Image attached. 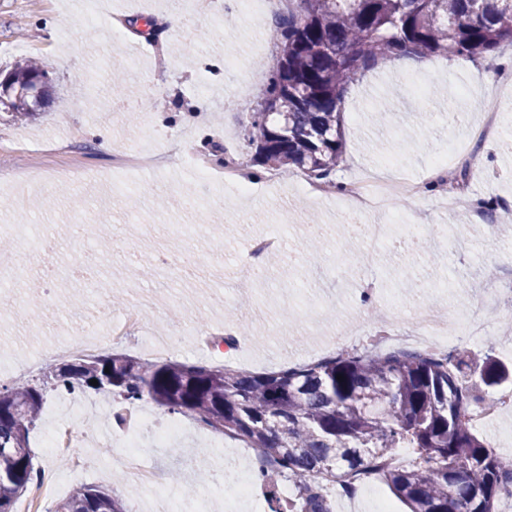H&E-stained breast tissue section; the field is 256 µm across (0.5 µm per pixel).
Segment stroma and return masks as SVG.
I'll list each match as a JSON object with an SVG mask.
<instances>
[{"label": "stroma", "instance_id": "obj_1", "mask_svg": "<svg viewBox=\"0 0 512 512\" xmlns=\"http://www.w3.org/2000/svg\"><path fill=\"white\" fill-rule=\"evenodd\" d=\"M84 2L0 0V71L37 58L47 62L52 77L35 121H0V172L33 166L43 174L39 183L0 182V255L54 238L57 249L49 261L69 283L50 302L33 281L0 287V353L11 359L45 354L38 371L46 373L59 363L51 347L94 307L104 320L95 355L120 351L146 359L137 345L115 344L106 327L139 304L144 335L181 328L172 359L261 373L344 350L385 352L389 346L377 340L379 330L415 327L424 312L460 321L481 304L484 337L463 339L462 345L478 358L493 355L512 372V308L485 303L483 293L490 275L512 271V224L486 228L468 250H458V228L469 223V213L442 205L441 192L430 183L435 159L456 141L477 156L481 168L480 176L465 183L467 198L512 210V95L501 91L499 77L487 76L482 60L437 55L428 67L390 60L353 81L343 105L346 151L336 169L338 185L315 199L296 183L295 173L276 175L271 165L257 163L249 145L252 114L278 52L269 35L271 14L237 12L230 20L176 33L168 14L195 11V0H169L161 14L139 0H108L93 27L85 23ZM148 17L154 20L150 30L143 24ZM108 61L123 66L133 96L149 100V107L130 112L115 99L103 70ZM464 86L470 89L463 99L469 118L449 124L448 106ZM379 102L391 111L388 123L375 121L372 108ZM105 112L113 115L108 152L93 137ZM486 112L495 115L496 133L480 142L473 132ZM75 130L86 138L80 153L14 149L22 133L37 142ZM137 148L170 157L149 171L114 169V160ZM228 151L254 180L244 197L224 186L223 208L211 209L192 159L216 164ZM393 170L424 183L422 195L369 213V223L386 231L376 248L344 239V185ZM190 198L199 201L198 210L186 209ZM184 224L206 225L207 234L176 240L169 276L157 280L153 241ZM415 225L435 229L438 245L397 248ZM275 231L284 237L292 263L269 268L263 282H254L243 265L249 242ZM89 257L97 260V280L111 282L112 294L92 292L73 277ZM413 282L423 285L414 298L408 294ZM367 284L372 292H364ZM230 325L239 329L233 348L206 345L207 337L222 335ZM47 426L40 419L30 435L35 467L56 469L61 479L45 512L80 485L110 491L127 512H146V492L124 478L120 428L112 430L109 453L90 449V469L73 473L40 447ZM237 455L249 460L255 451L242 442L228 451L220 434L200 427L173 447L148 451L184 512H270L261 486L253 487L251 501H239ZM330 494L335 512H380L384 505L405 512L378 478L366 482L357 500L345 498L337 486Z\"/></svg>", "mask_w": 512, "mask_h": 512}]
</instances>
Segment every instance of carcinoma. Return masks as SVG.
I'll use <instances>...</instances> for the list:
<instances>
[{
    "label": "carcinoma",
    "instance_id": "cac0c4a2",
    "mask_svg": "<svg viewBox=\"0 0 512 512\" xmlns=\"http://www.w3.org/2000/svg\"><path fill=\"white\" fill-rule=\"evenodd\" d=\"M280 45L249 142L265 163L327 180L342 160L348 85L375 65L432 55L480 58L512 47V0H298L275 21ZM46 63L18 61L37 76ZM48 96L0 104L13 122L38 115ZM343 376L344 381L337 380ZM97 380V385L90 380ZM502 379L492 360L473 368L466 350L444 356L397 351L338 355L267 373L224 365L143 362L126 354L79 356L38 381L0 390V512L31 488L29 446L47 394L107 391L122 406L151 402L256 448L271 512H329L327 486L382 478L409 512H498L512 496V467L466 419L481 386ZM397 448L409 465L392 467ZM294 484L279 496L276 477ZM54 512H126L123 501L83 485Z\"/></svg>",
    "mask_w": 512,
    "mask_h": 512
}]
</instances>
